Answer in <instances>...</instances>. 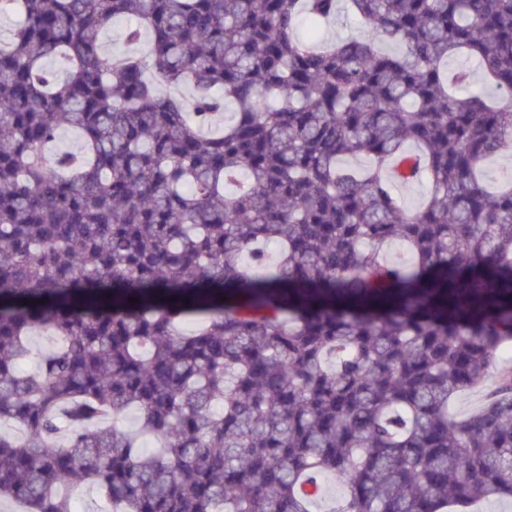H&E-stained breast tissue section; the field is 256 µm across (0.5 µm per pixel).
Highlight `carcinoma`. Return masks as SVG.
Wrapping results in <instances>:
<instances>
[{
	"instance_id": "cac0c4a2",
	"label": "carcinoma",
	"mask_w": 512,
	"mask_h": 512,
	"mask_svg": "<svg viewBox=\"0 0 512 512\" xmlns=\"http://www.w3.org/2000/svg\"><path fill=\"white\" fill-rule=\"evenodd\" d=\"M342 1L368 34L298 37ZM14 12L0 499L72 512L75 481L116 512H312L328 475L337 512L512 498V369L449 410L512 341V183L483 178L512 145V0H0ZM127 15L117 59L101 36ZM452 58L496 98L458 94ZM65 126L81 148L46 154ZM419 176L407 209L392 181ZM39 332L58 344L23 374ZM133 409L140 430L118 428ZM459 66H466L471 72L470 85L468 89H481L489 97L496 96L494 89L485 83L482 71L475 60L454 58L448 61V69L450 70H455V68ZM512 366V344L504 347L495 367H491L483 382L477 388L458 394L451 403V411L458 416H466L477 411L497 387L498 373L501 368Z\"/></svg>"
}]
</instances>
